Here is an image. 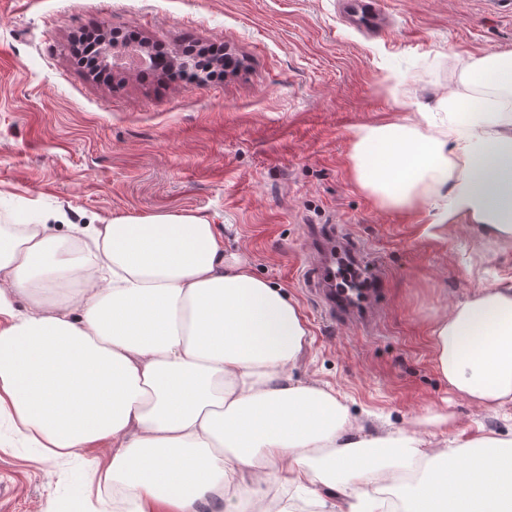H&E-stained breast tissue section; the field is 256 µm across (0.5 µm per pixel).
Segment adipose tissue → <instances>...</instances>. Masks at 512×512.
I'll return each instance as SVG.
<instances>
[{
	"instance_id": "adipose-tissue-1",
	"label": "adipose tissue",
	"mask_w": 512,
	"mask_h": 512,
	"mask_svg": "<svg viewBox=\"0 0 512 512\" xmlns=\"http://www.w3.org/2000/svg\"><path fill=\"white\" fill-rule=\"evenodd\" d=\"M464 81L512 93V53L471 56ZM447 126L361 125L358 185L403 209L440 195L512 243V115L448 101ZM63 246L36 224L0 232V421L52 460L109 441L89 476L115 512H268L272 487L318 479L349 512H512V448L437 451L424 477L406 431L357 438L335 395L291 381L309 330L283 288L224 259L194 214L117 217ZM63 294L67 303L53 305ZM24 309H17L18 300ZM434 365L451 391L512 403V289L480 288L435 320Z\"/></svg>"
}]
</instances>
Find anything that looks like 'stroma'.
Listing matches in <instances>:
<instances>
[{
    "instance_id": "1",
    "label": "stroma",
    "mask_w": 512,
    "mask_h": 512,
    "mask_svg": "<svg viewBox=\"0 0 512 512\" xmlns=\"http://www.w3.org/2000/svg\"><path fill=\"white\" fill-rule=\"evenodd\" d=\"M391 29L366 37L336 0H0V227L157 213L215 224L225 256L285 290L310 336L288 370L331 391L367 437L415 432L433 447L512 439V404L474 406L448 388L431 323L478 288L512 286V245L438 201L378 204L352 170L354 127L447 112L473 55L512 52V12L489 0H380ZM168 49L219 43L243 62L221 81L94 80L73 57L83 30ZM335 225L380 273L377 326L325 320L309 287V240ZM63 464L0 426V512H112L81 491L91 456Z\"/></svg>"
}]
</instances>
